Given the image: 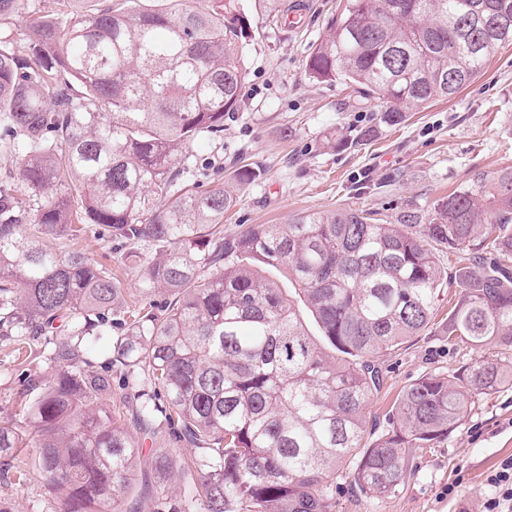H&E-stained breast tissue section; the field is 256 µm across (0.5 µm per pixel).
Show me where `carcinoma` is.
Instances as JSON below:
<instances>
[{"mask_svg":"<svg viewBox=\"0 0 512 512\" xmlns=\"http://www.w3.org/2000/svg\"><path fill=\"white\" fill-rule=\"evenodd\" d=\"M102 0L29 21L26 46L0 33V149L19 159L0 182V334L44 337L55 369L29 384L33 431L0 424V456L31 443L64 512H126L140 448L112 404V376L80 355L89 336L126 330L112 366L135 389L137 420L157 416L200 450L180 464L169 512H330L336 473L367 498L395 494L411 449L448 436L472 399L512 384L483 362L425 375L401 394L391 428L366 443L374 362L434 318L444 282L459 288L442 335L512 349V168L437 205L376 222L350 209L249 224L224 236V213L259 169L191 189L186 146L224 132L239 111L248 46L240 0ZM25 0H0V26ZM512 45V0H343L306 68L379 100L382 119L450 99ZM22 183L31 202L14 193ZM94 232L140 267L165 309L129 308L121 281L43 240ZM435 244L455 257L443 270ZM261 265L281 268L324 340ZM153 393L137 390L140 382ZM173 458L149 465L166 476Z\"/></svg>","mask_w":512,"mask_h":512,"instance_id":"cac0c4a2","label":"carcinoma"}]
</instances>
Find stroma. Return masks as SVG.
I'll return each instance as SVG.
<instances>
[{
  "label": "stroma",
  "mask_w": 512,
  "mask_h": 512,
  "mask_svg": "<svg viewBox=\"0 0 512 512\" xmlns=\"http://www.w3.org/2000/svg\"><path fill=\"white\" fill-rule=\"evenodd\" d=\"M339 0H304L299 27L268 24L266 0H243L250 22L246 77L239 112L226 116L221 136L205 135L185 150L193 181L212 169L232 180L238 166L259 168L262 177L240 193L224 216V233L245 224H283L310 212L361 209L393 221L418 211L432 217L435 205L477 178L493 180L512 167V46L500 49L484 71L448 100L407 113L403 123L382 120V105L344 83L319 82L306 70L309 53L323 38ZM372 138L360 141L364 130ZM71 249L107 264L140 301V271L94 235ZM441 295L436 321L379 358L383 382L367 409V439L387 429L401 392L427 374L445 375L479 360L512 362L500 352L465 342L449 343L438 320L448 315ZM13 353L0 340V421L26 427L21 401L32 379L52 367L41 355ZM32 448L0 458V512H63L62 496L28 467ZM512 456V385L476 398L457 429L434 447L411 453L394 496L369 499L342 488L332 512H482L492 489L490 472ZM455 496H446L448 486Z\"/></svg>",
  "instance_id": "obj_1"
}]
</instances>
